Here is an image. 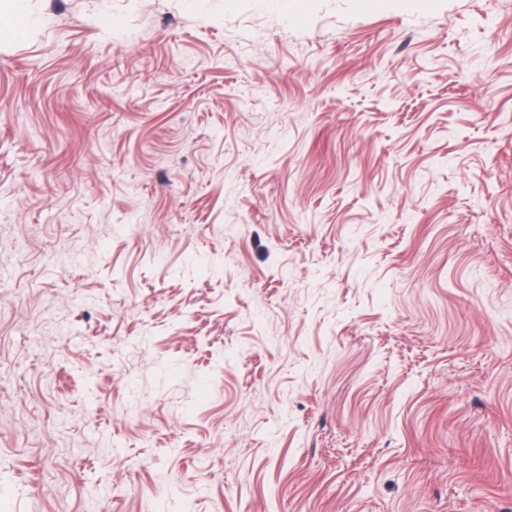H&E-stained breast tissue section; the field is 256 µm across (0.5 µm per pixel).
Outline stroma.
I'll use <instances>...</instances> for the list:
<instances>
[{
  "label": "stroma",
  "instance_id": "stroma-1",
  "mask_svg": "<svg viewBox=\"0 0 512 512\" xmlns=\"http://www.w3.org/2000/svg\"><path fill=\"white\" fill-rule=\"evenodd\" d=\"M27 7L0 512H512V0Z\"/></svg>",
  "mask_w": 512,
  "mask_h": 512
}]
</instances>
